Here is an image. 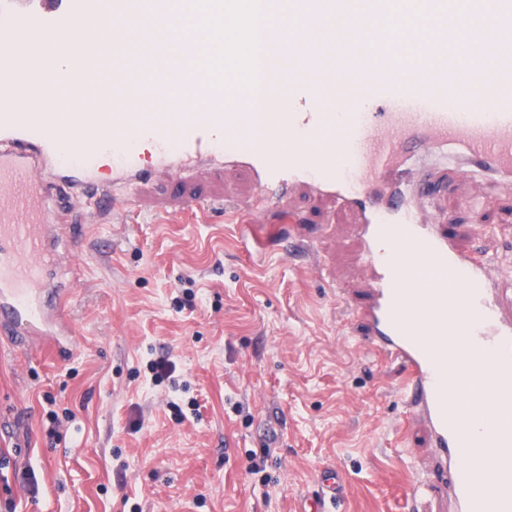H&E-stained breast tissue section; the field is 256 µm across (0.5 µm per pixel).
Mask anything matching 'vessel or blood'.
Returning a JSON list of instances; mask_svg holds the SVG:
<instances>
[{"label":"vessel or blood","instance_id":"vessel-or-blood-1","mask_svg":"<svg viewBox=\"0 0 512 512\" xmlns=\"http://www.w3.org/2000/svg\"><path fill=\"white\" fill-rule=\"evenodd\" d=\"M344 2L290 0L308 24L278 52L288 99L281 111L257 112L235 80L252 67L248 49L225 41L228 76L197 79L191 107L173 93L182 73L171 64L172 46L191 58L220 35L222 18L251 24V0H208L201 27L189 32L174 0H0V331L53 345L73 340L72 323L44 298L48 230L71 196L111 207L113 184L143 183L152 163L171 172L205 162L247 168L254 194L232 207L238 223L276 209L292 190L355 213L366 301L345 304L363 345L405 368L404 414L428 435L451 512H512V444L498 441L495 421L473 435L469 405L448 401L453 361L466 345L482 355L488 412L512 411V274L495 267L485 246H460L435 215L442 167L512 184V0H480L472 13L454 0H427L404 22L391 0H363L343 29L320 26L342 15ZM111 18L124 24L125 39L91 60ZM47 37L63 40L79 62L77 95L94 90L123 106L70 113L71 149L56 135L54 103L33 96L26 78L32 47ZM104 155L107 181L97 176ZM423 263L432 271L419 286L433 317L428 332L405 304ZM472 452L491 458L488 478L473 476ZM339 492L338 474L325 471L315 512H329Z\"/></svg>","mask_w":512,"mask_h":512}]
</instances>
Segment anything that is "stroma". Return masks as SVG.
<instances>
[{
    "mask_svg": "<svg viewBox=\"0 0 512 512\" xmlns=\"http://www.w3.org/2000/svg\"><path fill=\"white\" fill-rule=\"evenodd\" d=\"M252 194L203 165L154 173L116 216L74 199L81 248L50 268L74 351L0 334V512H299L329 469L331 512H407L439 482L401 420L404 368L342 303L364 278L354 215L296 193L226 222ZM444 219L512 257V192L449 182Z\"/></svg>",
    "mask_w": 512,
    "mask_h": 512,
    "instance_id": "1",
    "label": "stroma"
}]
</instances>
